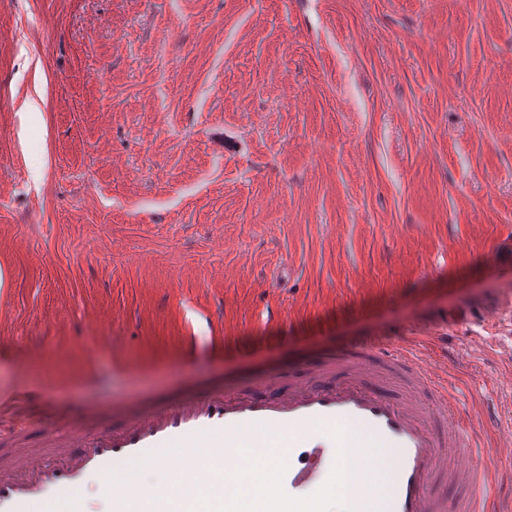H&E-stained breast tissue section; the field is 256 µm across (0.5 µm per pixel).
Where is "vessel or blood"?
<instances>
[{"mask_svg": "<svg viewBox=\"0 0 512 512\" xmlns=\"http://www.w3.org/2000/svg\"><path fill=\"white\" fill-rule=\"evenodd\" d=\"M322 372L328 382L276 397L189 391L117 404L111 428L47 431L37 462L18 449L0 465V512H85L87 479L110 474L131 486L112 491V512H237L232 490L257 465L276 484L254 491L258 512H505L499 471L469 465L470 430L419 357L351 346ZM317 479L329 495H304Z\"/></svg>", "mask_w": 512, "mask_h": 512, "instance_id": "obj_1", "label": "vessel or blood"}]
</instances>
